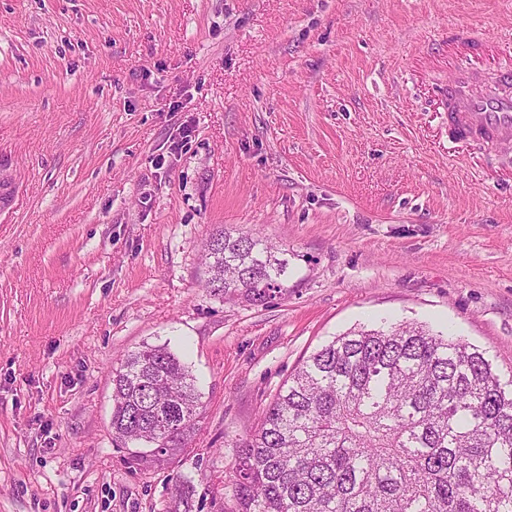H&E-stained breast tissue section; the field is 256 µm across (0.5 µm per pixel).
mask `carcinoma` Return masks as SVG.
Instances as JSON below:
<instances>
[{
    "label": "carcinoma",
    "instance_id": "carcinoma-1",
    "mask_svg": "<svg viewBox=\"0 0 512 512\" xmlns=\"http://www.w3.org/2000/svg\"><path fill=\"white\" fill-rule=\"evenodd\" d=\"M207 286L251 305L288 294L285 252L218 230ZM201 394L167 346L112 370V436L137 464L188 447ZM232 512H512V380L410 323L353 328L302 361L236 445ZM181 483L171 512H191Z\"/></svg>",
    "mask_w": 512,
    "mask_h": 512
}]
</instances>
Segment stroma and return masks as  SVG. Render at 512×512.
<instances>
[{
	"instance_id": "stroma-1",
	"label": "stroma",
	"mask_w": 512,
	"mask_h": 512,
	"mask_svg": "<svg viewBox=\"0 0 512 512\" xmlns=\"http://www.w3.org/2000/svg\"><path fill=\"white\" fill-rule=\"evenodd\" d=\"M512 0H0V512H231L237 439L302 360L404 321L512 378V168L448 139V36ZM286 250L263 306L205 288L216 228ZM168 345L202 414L141 470L112 366Z\"/></svg>"
}]
</instances>
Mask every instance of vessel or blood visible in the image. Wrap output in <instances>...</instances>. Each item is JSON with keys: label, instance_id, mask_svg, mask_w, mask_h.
I'll return each instance as SVG.
<instances>
[{"label": "vessel or blood", "instance_id": "obj_1", "mask_svg": "<svg viewBox=\"0 0 512 512\" xmlns=\"http://www.w3.org/2000/svg\"><path fill=\"white\" fill-rule=\"evenodd\" d=\"M448 137L490 151L512 146V58L491 69L462 68L448 79Z\"/></svg>", "mask_w": 512, "mask_h": 512}]
</instances>
